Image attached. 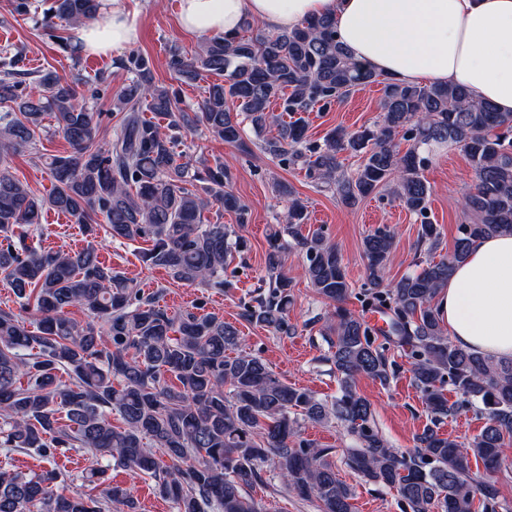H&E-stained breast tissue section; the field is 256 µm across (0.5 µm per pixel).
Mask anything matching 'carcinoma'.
<instances>
[{"mask_svg":"<svg viewBox=\"0 0 512 512\" xmlns=\"http://www.w3.org/2000/svg\"><path fill=\"white\" fill-rule=\"evenodd\" d=\"M101 9V0H52L42 25L53 29L55 18L79 25L98 18ZM117 65L129 74L112 99L120 124L101 145L97 113L80 87L90 84L92 95L105 94L109 76L77 74L69 81L30 68L20 46L0 48V283L20 310L34 315L27 323L0 309V448L32 449L51 465L75 448L88 449L98 460L155 478L176 512H263L247 489L264 483L267 470L288 491L316 500L321 512H353L354 492L337 477L332 449L301 438L303 425L335 420L358 441L345 449V463L365 481L395 491L402 512H505L496 487L472 477V462L493 474L512 455V361L495 362L453 345L434 301L472 239L512 234V113L474 101L460 86L389 79L380 124L352 134L335 129L322 145L308 141L303 114L377 82V74L362 69L336 40L330 16L279 33L247 21L232 36L207 39L194 55L169 45L168 66L181 82L205 73L218 77L192 110L180 106L176 91L156 84L148 57L132 52ZM146 112L166 118L172 131L202 125L234 145L244 144L241 113L261 137L263 153L285 166L305 167L343 205L393 182L395 197L422 217L429 203L421 175L424 148L463 146L476 181L464 201L468 223L459 225L450 254L388 282L395 232L379 227L364 239V295L389 315L382 343L343 307L352 290L336 246L319 230L299 234L306 208L292 188L276 185L289 205L285 227L269 237V291L244 306L241 317L277 336L294 333L281 243L288 233L305 253L311 287L336 304L330 361L340 393L333 401L280 380L261 357L242 349L237 328L218 316L160 306L102 262L93 244L67 252L34 244L42 214L54 210L93 239L102 230L114 241H152L143 262L177 282L234 287L224 277L227 259L246 243L229 242L221 221L204 222L214 204L236 213L239 224L249 222L247 205L231 191L230 167L219 158L192 163L177 151L178 137ZM284 113L294 120L283 122ZM47 118L71 151L45 159L53 188L37 197L13 175L10 158L20 147L37 145ZM272 124L278 133L268 137ZM399 133L413 142L403 155L394 142ZM342 151L363 155L351 175L339 173ZM419 242L437 250L436 225L422 221ZM71 308L86 319L71 317ZM392 345L410 359L413 384L431 415L408 451L387 445L355 384L358 376L389 380L396 363L385 351ZM447 386L457 396L451 404ZM462 410L486 419L466 443L437 427ZM104 475L102 466L87 469V491L67 494L57 487L54 468L33 476L1 469L0 512H101L97 489L118 512H137L131 490L105 485Z\"/></svg>","mask_w":512,"mask_h":512,"instance_id":"1","label":"carcinoma"}]
</instances>
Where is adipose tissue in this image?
Returning a JSON list of instances; mask_svg holds the SVG:
<instances>
[{
	"instance_id": "obj_1",
	"label": "adipose tissue",
	"mask_w": 512,
	"mask_h": 512,
	"mask_svg": "<svg viewBox=\"0 0 512 512\" xmlns=\"http://www.w3.org/2000/svg\"><path fill=\"white\" fill-rule=\"evenodd\" d=\"M329 14L338 41L365 69L409 84L467 89L473 100L512 112V0H179L181 30L233 35L255 20L277 33ZM81 51L129 47L137 23L120 7L79 25ZM457 347L512 361V236L473 239L436 297Z\"/></svg>"
}]
</instances>
